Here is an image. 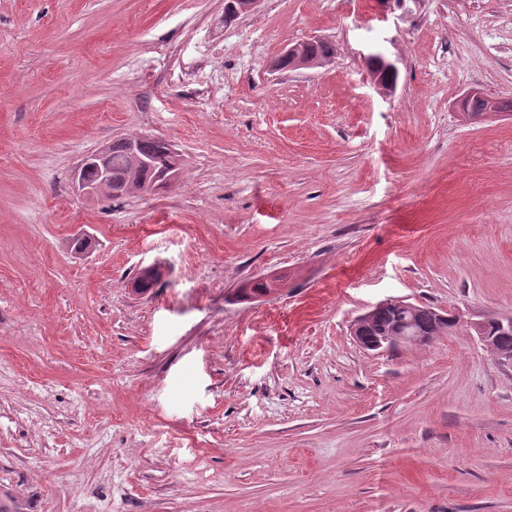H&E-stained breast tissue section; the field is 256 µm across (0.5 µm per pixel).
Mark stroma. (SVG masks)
I'll list each match as a JSON object with an SVG mask.
<instances>
[{"mask_svg": "<svg viewBox=\"0 0 512 512\" xmlns=\"http://www.w3.org/2000/svg\"><path fill=\"white\" fill-rule=\"evenodd\" d=\"M315 37L329 64L272 70ZM473 89L512 101V0H259L231 23L224 0H0V502L512 512V366L467 328L384 353L351 334L389 298L512 313V118H462ZM138 135L178 180L74 191L82 155ZM273 271L282 292L236 299ZM367 74L373 86L383 95H390L396 89V83L389 80L386 74L398 72L397 66L382 51L375 50L364 57ZM377 61L380 68L372 64Z\"/></svg>", "mask_w": 512, "mask_h": 512, "instance_id": "1", "label": "stroma"}]
</instances>
